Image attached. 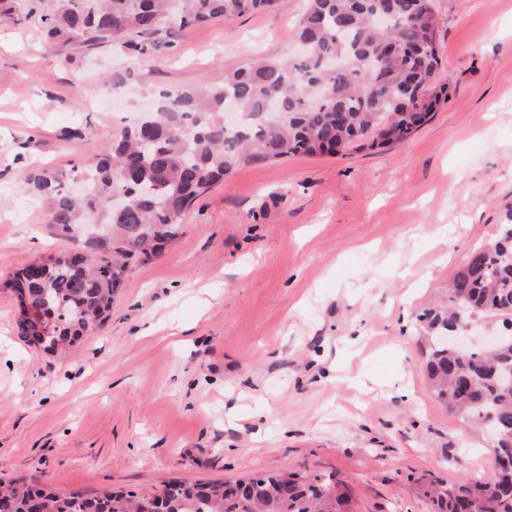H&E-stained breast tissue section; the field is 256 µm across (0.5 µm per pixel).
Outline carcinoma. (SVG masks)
<instances>
[{
    "mask_svg": "<svg viewBox=\"0 0 512 512\" xmlns=\"http://www.w3.org/2000/svg\"><path fill=\"white\" fill-rule=\"evenodd\" d=\"M276 0H0L1 22H33L54 53L64 59L78 47L93 50L119 43L134 55L148 46L134 34H154L171 24L182 28L217 19L231 21L272 8ZM435 19L421 0H309L295 38L304 51L295 58H259L224 73L220 84L204 83L166 94L156 112L150 141L132 125L107 145L97 161L76 166L70 176L45 169L25 177L23 186L45 203L44 223L63 233L102 224L86 236L81 253L46 256L41 278L25 271L0 284L26 290L40 317L17 320L20 336L37 339L53 353L72 348L98 328L112 308L122 267L175 234L194 201L240 166L325 151H357L405 140L433 111L446 85L432 88L440 66ZM339 58L344 67L327 62ZM232 106L245 113L234 128L224 123ZM86 192L76 197L73 177ZM111 195L126 198L121 209ZM474 275L458 270L448 285V305L417 315L431 344L426 372L432 396L463 419L496 428L512 438V206L505 209L491 240L470 253ZM475 314L500 322L505 334L491 351L461 354L445 336L458 317ZM279 473L250 478L254 488L234 495L226 482L199 483L174 477L157 491V512H340L336 474L305 473L288 481L281 494ZM435 512H512V467L500 462L485 479L421 484ZM39 512H141L146 496L106 489L95 497L60 493L35 475L0 483V504L28 512L33 497Z\"/></svg>",
    "mask_w": 512,
    "mask_h": 512,
    "instance_id": "obj_1",
    "label": "carcinoma"
}]
</instances>
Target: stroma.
Instances as JSON below:
<instances>
[{"label": "stroma", "instance_id": "stroma-1", "mask_svg": "<svg viewBox=\"0 0 512 512\" xmlns=\"http://www.w3.org/2000/svg\"><path fill=\"white\" fill-rule=\"evenodd\" d=\"M448 93L385 148L239 167L126 270L68 358L18 335L0 291V479L135 494L187 476L332 471L349 512H432L421 477L491 472L493 444L436 401L416 315L512 204V0H432ZM304 0L57 59L0 25V282L78 243L43 222L29 173L70 171L135 121L146 86L219 83L296 51ZM145 83L115 101L102 74Z\"/></svg>", "mask_w": 512, "mask_h": 512}]
</instances>
